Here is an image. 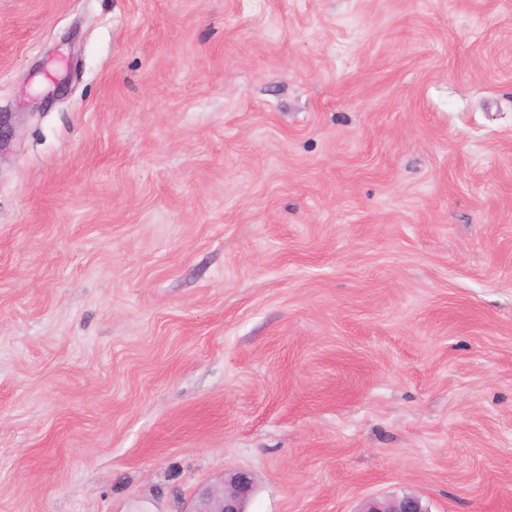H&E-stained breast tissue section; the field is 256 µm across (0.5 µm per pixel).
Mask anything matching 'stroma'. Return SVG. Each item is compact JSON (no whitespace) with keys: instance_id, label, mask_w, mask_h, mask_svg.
Returning a JSON list of instances; mask_svg holds the SVG:
<instances>
[{"instance_id":"35a3bbf8","label":"stroma","mask_w":512,"mask_h":512,"mask_svg":"<svg viewBox=\"0 0 512 512\" xmlns=\"http://www.w3.org/2000/svg\"><path fill=\"white\" fill-rule=\"evenodd\" d=\"M0 512H512V0H0ZM253 486V478L246 471L225 473L222 488L203 492L190 512H248L246 504ZM360 512H429V510L418 497L404 495L384 501L371 500Z\"/></svg>"}]
</instances>
